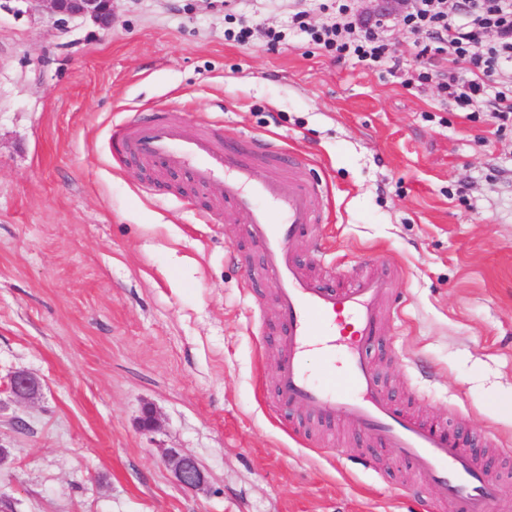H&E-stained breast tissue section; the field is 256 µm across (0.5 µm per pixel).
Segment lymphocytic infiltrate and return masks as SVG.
<instances>
[{
	"mask_svg": "<svg viewBox=\"0 0 512 512\" xmlns=\"http://www.w3.org/2000/svg\"><path fill=\"white\" fill-rule=\"evenodd\" d=\"M332 17L321 25L309 21L312 6L302 0L288 20L335 62L356 60L371 66L391 64L406 70L404 86L436 81L440 95L458 109L486 104L499 128L512 124V0H412L399 10L405 31L422 37L412 58L397 56L383 23L368 25L354 0H334ZM445 56L448 69L433 71L434 56Z\"/></svg>",
	"mask_w": 512,
	"mask_h": 512,
	"instance_id": "obj_1",
	"label": "lymphocytic infiltrate"
}]
</instances>
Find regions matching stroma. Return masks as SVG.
I'll use <instances>...</instances> for the list:
<instances>
[{"instance_id":"35a3bbf8","label":"stroma","mask_w":512,"mask_h":512,"mask_svg":"<svg viewBox=\"0 0 512 512\" xmlns=\"http://www.w3.org/2000/svg\"><path fill=\"white\" fill-rule=\"evenodd\" d=\"M356 6L411 55L395 0ZM112 7L106 32L0 9V383L41 382L26 401L0 392V512H427L411 462L274 407L280 326L245 224L187 171L112 153L113 126L149 111L304 157L333 212L299 258L318 277L331 262L398 274L370 350L384 392L512 448V129L435 84L333 63L289 33L286 0ZM241 19L259 27L243 46L224 37ZM170 450L203 489L177 483ZM193 458L188 454L171 451L166 455V461L172 469L176 480L185 488L200 489L206 484V476L200 470Z\"/></svg>"}]
</instances>
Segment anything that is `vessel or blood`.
<instances>
[{
    "label": "vessel or blood",
    "mask_w": 512,
    "mask_h": 512,
    "mask_svg": "<svg viewBox=\"0 0 512 512\" xmlns=\"http://www.w3.org/2000/svg\"><path fill=\"white\" fill-rule=\"evenodd\" d=\"M112 139L123 155L187 170L193 183L221 197L263 257L273 282L281 326L274 399L327 419L342 417L365 438L393 448L429 474L438 503L451 512H491L502 502L498 478L476 462L468 444L448 429L426 425L403 412L379 385L369 359L396 276L374 264L339 288L313 276L293 248L304 232L325 223L328 194L307 181L303 161L272 139L225 146L208 123L173 122L152 112L116 126ZM321 350V381L306 370L309 351Z\"/></svg>",
    "instance_id": "1"
}]
</instances>
